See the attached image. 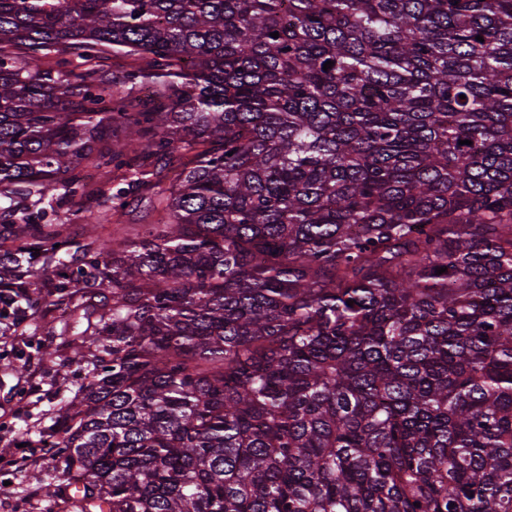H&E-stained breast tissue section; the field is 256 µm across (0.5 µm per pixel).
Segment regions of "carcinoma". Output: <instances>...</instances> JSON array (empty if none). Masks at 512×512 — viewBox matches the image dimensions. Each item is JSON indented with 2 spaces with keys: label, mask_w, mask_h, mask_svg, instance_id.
<instances>
[{
  "label": "carcinoma",
  "mask_w": 512,
  "mask_h": 512,
  "mask_svg": "<svg viewBox=\"0 0 512 512\" xmlns=\"http://www.w3.org/2000/svg\"><path fill=\"white\" fill-rule=\"evenodd\" d=\"M54 313L76 512H512V0H0V336Z\"/></svg>",
  "instance_id": "carcinoma-1"
}]
</instances>
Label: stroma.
<instances>
[{"mask_svg":"<svg viewBox=\"0 0 512 512\" xmlns=\"http://www.w3.org/2000/svg\"><path fill=\"white\" fill-rule=\"evenodd\" d=\"M84 375L78 364L31 361L0 366V512H73L70 504L46 496L43 485L58 471L33 442Z\"/></svg>","mask_w":512,"mask_h":512,"instance_id":"stroma-1","label":"stroma"}]
</instances>
